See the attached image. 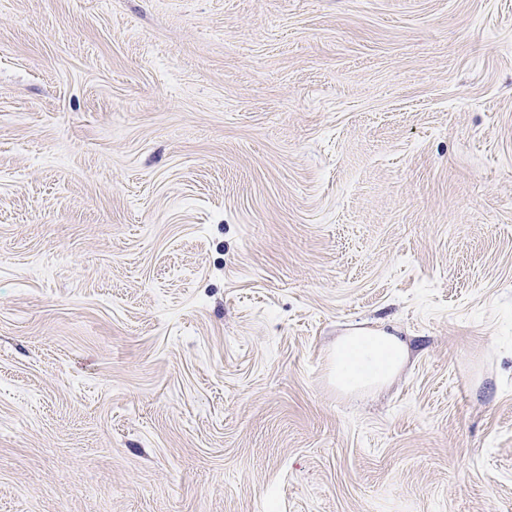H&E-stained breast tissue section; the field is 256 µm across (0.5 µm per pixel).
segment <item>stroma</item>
<instances>
[{"instance_id":"stroma-1","label":"stroma","mask_w":512,"mask_h":512,"mask_svg":"<svg viewBox=\"0 0 512 512\" xmlns=\"http://www.w3.org/2000/svg\"><path fill=\"white\" fill-rule=\"evenodd\" d=\"M0 512H512V0H0ZM407 358L408 347L399 336L383 330H351L336 339V387L343 391L381 387L404 366Z\"/></svg>"}]
</instances>
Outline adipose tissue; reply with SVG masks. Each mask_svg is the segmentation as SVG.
Masks as SVG:
<instances>
[{
	"label": "adipose tissue",
	"mask_w": 512,
	"mask_h": 512,
	"mask_svg": "<svg viewBox=\"0 0 512 512\" xmlns=\"http://www.w3.org/2000/svg\"><path fill=\"white\" fill-rule=\"evenodd\" d=\"M407 358L408 347L400 337L383 330H351L336 340V386L344 391L381 387L404 366Z\"/></svg>",
	"instance_id": "obj_1"
}]
</instances>
